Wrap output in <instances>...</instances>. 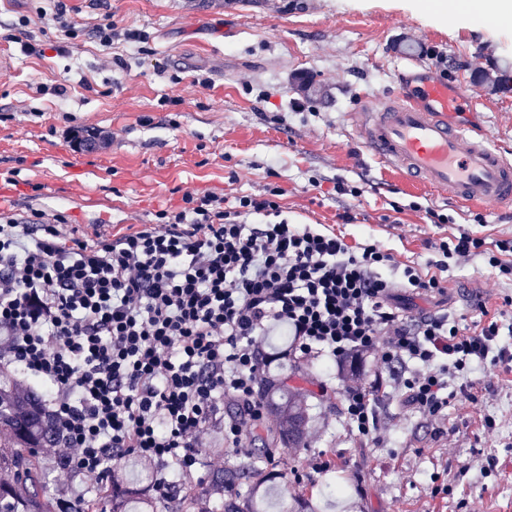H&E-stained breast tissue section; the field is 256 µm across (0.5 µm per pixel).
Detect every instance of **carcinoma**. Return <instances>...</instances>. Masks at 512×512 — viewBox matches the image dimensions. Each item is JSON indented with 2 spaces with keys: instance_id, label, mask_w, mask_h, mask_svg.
Returning <instances> with one entry per match:
<instances>
[{
  "instance_id": "1",
  "label": "carcinoma",
  "mask_w": 512,
  "mask_h": 512,
  "mask_svg": "<svg viewBox=\"0 0 512 512\" xmlns=\"http://www.w3.org/2000/svg\"><path fill=\"white\" fill-rule=\"evenodd\" d=\"M264 407L279 420V441L299 448L304 443L308 408L288 385L265 379L259 391ZM57 428L35 388L20 389L0 372V512H185L196 494L148 497L140 487L106 485L95 495L72 507L61 506L51 492L47 470L38 449L54 442ZM275 449L265 448L257 457L215 471L201 494L224 500V512H266L270 495L278 496L279 512H314L305 499L283 491L285 476L268 467Z\"/></svg>"
}]
</instances>
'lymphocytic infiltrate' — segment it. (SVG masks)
Segmentation results:
<instances>
[{
	"label": "lymphocytic infiltrate",
	"instance_id": "1",
	"mask_svg": "<svg viewBox=\"0 0 512 512\" xmlns=\"http://www.w3.org/2000/svg\"><path fill=\"white\" fill-rule=\"evenodd\" d=\"M278 195L187 193L164 223L92 242L57 216L0 221V367L45 390L60 430L41 451L52 471L101 482L129 456L186 479L208 441L240 453L244 426L266 424L258 387L277 331L296 365L373 357L378 379L344 391L348 427L365 442L381 439L385 382L435 417L452 379L512 369L503 321L470 333L445 315L409 318L383 274L393 254L289 223ZM482 245L466 232L440 242L435 274L408 265L400 285L442 293L449 259ZM229 400L239 419L225 420Z\"/></svg>",
	"mask_w": 512,
	"mask_h": 512
}]
</instances>
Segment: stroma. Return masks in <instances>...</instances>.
<instances>
[{
  "label": "stroma",
  "instance_id": "stroma-1",
  "mask_svg": "<svg viewBox=\"0 0 512 512\" xmlns=\"http://www.w3.org/2000/svg\"><path fill=\"white\" fill-rule=\"evenodd\" d=\"M456 2L444 15L419 0H69L76 36L62 40L35 0H0V51L12 59L0 72V217L59 215L79 237L109 239L156 223L187 192L276 187L290 223L391 252L393 279L406 264L428 271L438 244L461 232L482 237L472 256L450 260L441 297L403 291L407 313L445 308L471 326L512 318V278L488 263L494 240L512 237V209L410 187L356 134L357 103L393 92L411 59L467 81L475 108L456 121L512 154V90L491 88L512 61V18ZM107 14L117 24L108 49L93 34ZM21 31L40 53L25 51ZM61 83L66 95H54ZM92 130L107 144L77 145ZM340 182L357 195L338 194ZM269 374L300 388L313 417L304 447L271 462L296 472L289 493L321 512H512V373L475 371L436 418L383 396V440L365 445L342 414L337 368L284 360ZM317 455L331 463L319 474L306 466ZM329 486L337 495H324Z\"/></svg>",
  "mask_w": 512,
  "mask_h": 512
}]
</instances>
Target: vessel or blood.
Segmentation results:
<instances>
[{"label":"vessel or blood","mask_w":512,"mask_h":512,"mask_svg":"<svg viewBox=\"0 0 512 512\" xmlns=\"http://www.w3.org/2000/svg\"><path fill=\"white\" fill-rule=\"evenodd\" d=\"M408 73L398 92L359 102L364 146L408 182L460 204L512 207V157L448 119L471 106L466 83L413 67Z\"/></svg>","instance_id":"b4317fda"}]
</instances>
